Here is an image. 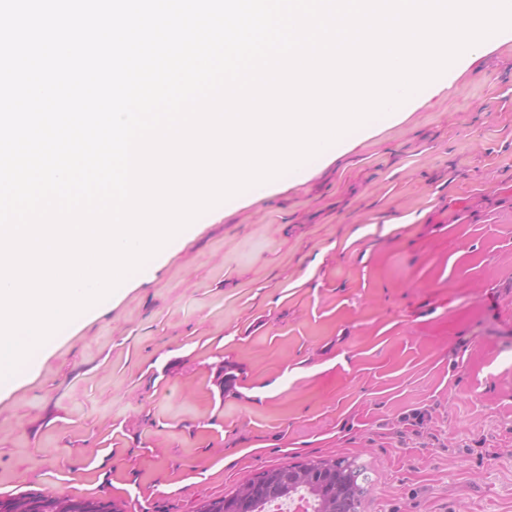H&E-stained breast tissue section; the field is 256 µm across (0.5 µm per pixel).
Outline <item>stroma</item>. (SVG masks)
<instances>
[{
  "label": "stroma",
  "mask_w": 512,
  "mask_h": 512,
  "mask_svg": "<svg viewBox=\"0 0 512 512\" xmlns=\"http://www.w3.org/2000/svg\"><path fill=\"white\" fill-rule=\"evenodd\" d=\"M338 457L361 512H512L511 30L0 391L1 499L196 512Z\"/></svg>",
  "instance_id": "1"
}]
</instances>
